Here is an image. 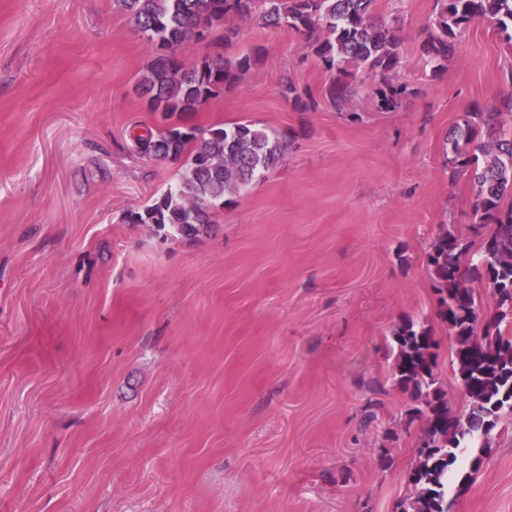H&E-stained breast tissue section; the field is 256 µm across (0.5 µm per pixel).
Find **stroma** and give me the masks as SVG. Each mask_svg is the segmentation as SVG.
Here are the masks:
<instances>
[{
    "mask_svg": "<svg viewBox=\"0 0 512 512\" xmlns=\"http://www.w3.org/2000/svg\"><path fill=\"white\" fill-rule=\"evenodd\" d=\"M400 28L391 112L367 80L345 111L298 35L233 21L243 84L190 123H259L286 156L224 199L211 233L128 222L173 183L129 131L150 59L112 0H0V512H396L418 425L390 331L433 321L426 252L471 206L449 127L512 96V47L473 25L441 76L434 0H377ZM292 78L314 102L279 88ZM453 512H512V417Z\"/></svg>",
    "mask_w": 512,
    "mask_h": 512,
    "instance_id": "stroma-1",
    "label": "stroma"
}]
</instances>
